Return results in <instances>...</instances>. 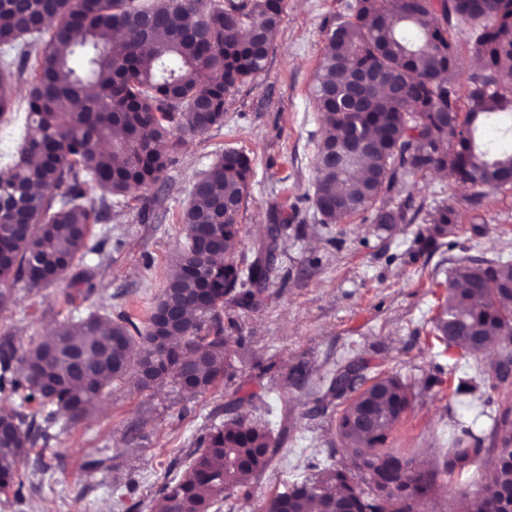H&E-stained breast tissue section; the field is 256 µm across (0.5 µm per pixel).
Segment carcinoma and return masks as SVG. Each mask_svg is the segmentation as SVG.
I'll return each instance as SVG.
<instances>
[{"label": "carcinoma", "instance_id": "carcinoma-1", "mask_svg": "<svg viewBox=\"0 0 512 512\" xmlns=\"http://www.w3.org/2000/svg\"><path fill=\"white\" fill-rule=\"evenodd\" d=\"M285 0H0V117L11 87L28 83L26 131L0 169V308L6 284L47 288L89 252L96 216L123 203L133 185L150 187L183 143L224 126L226 96L265 68ZM465 24L480 66L463 72L449 31ZM255 40L244 36L250 27ZM120 30L114 40L107 33ZM315 104L325 117L314 156L313 207L321 224L370 209L373 221L425 224L426 240L457 235L458 210L410 212L396 202L407 187L439 171L470 183L466 203L512 190V152L481 139L493 118L512 135V0H350L325 34ZM109 151H99L101 144ZM244 152L226 149L190 189L180 214L184 237L145 331L125 313L91 312L60 323L23 352L0 344V394L33 412L0 416V492H21V449L56 438L59 414L74 424L102 390L135 371L149 387L172 375L198 394L224 377L231 337L217 309L239 287L249 306L270 268L238 258V219L252 177ZM288 217L267 227L271 251ZM198 315L211 316L202 329ZM437 339L473 361L448 394V448L425 468L410 448L388 439L411 403L394 374L361 375L338 392L351 365L336 367L323 396L341 401L336 432L353 468L325 467L263 500L262 512H415L439 477L456 480L454 512H512V383L480 357L492 346L512 355V258L459 257L433 318ZM163 337L166 354L153 357ZM493 383L486 384V378ZM41 423H36V418ZM268 430L229 418L201 437L183 474L166 484L151 512L211 508L272 467ZM492 457L493 471L479 461ZM480 480L486 491L465 486Z\"/></svg>", "mask_w": 512, "mask_h": 512}]
</instances>
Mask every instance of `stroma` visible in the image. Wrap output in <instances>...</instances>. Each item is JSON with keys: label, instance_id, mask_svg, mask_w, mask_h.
<instances>
[{"label": "stroma", "instance_id": "1", "mask_svg": "<svg viewBox=\"0 0 512 512\" xmlns=\"http://www.w3.org/2000/svg\"><path fill=\"white\" fill-rule=\"evenodd\" d=\"M345 3L285 0L266 67L227 95L223 127L187 140L157 184L132 189L128 206L102 211L91 238L103 250L88 253L83 267L95 286L91 300L68 278L39 290L13 287L12 303L0 309V338L21 351L91 303L99 313L125 312L146 326L183 238L179 216L191 185L230 145L250 157L254 172L240 219L241 256L257 257L274 210L292 218L254 305L224 298L221 316L239 345L223 378L197 395L170 378L147 389L132 379L107 387L47 451L24 448L23 495L0 492V512H149L161 487L188 467L199 438L227 420L224 406L233 399L237 415L284 435L272 469L219 509L259 512L263 499L305 466L348 464L336 434L339 405L318 395L336 364L354 359L367 363L368 374L394 373L411 386V405L390 447L438 462L448 437L447 400L424 383L449 359L457 360V375L469 367L458 349L436 339L432 319L461 251L476 259L512 253V192L490 193L474 212L465 203L470 188L446 175L409 187L424 209L455 205L469 231L436 245L421 240L418 223L387 230L358 217L316 223L313 159L323 123L312 88L326 31ZM25 98V84L15 85L13 109L0 117V165L17 152ZM94 459L105 460V467L90 468Z\"/></svg>", "mask_w": 512, "mask_h": 512}]
</instances>
